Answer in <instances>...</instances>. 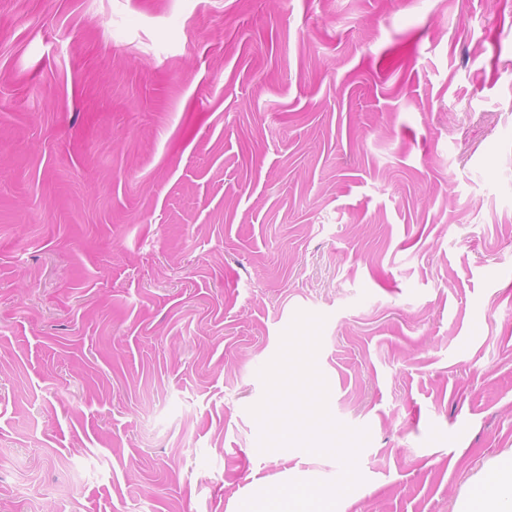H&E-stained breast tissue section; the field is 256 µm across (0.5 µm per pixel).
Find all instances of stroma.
<instances>
[{
	"mask_svg": "<svg viewBox=\"0 0 512 512\" xmlns=\"http://www.w3.org/2000/svg\"><path fill=\"white\" fill-rule=\"evenodd\" d=\"M347 512L512 449V0H0V512H239L297 312Z\"/></svg>",
	"mask_w": 512,
	"mask_h": 512,
	"instance_id": "obj_1",
	"label": "stroma"
}]
</instances>
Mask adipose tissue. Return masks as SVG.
<instances>
[{
    "label": "adipose tissue",
    "instance_id": "ef3b65f1",
    "mask_svg": "<svg viewBox=\"0 0 512 512\" xmlns=\"http://www.w3.org/2000/svg\"><path fill=\"white\" fill-rule=\"evenodd\" d=\"M457 512H512V453L489 460L472 477Z\"/></svg>",
    "mask_w": 512,
    "mask_h": 512
}]
</instances>
